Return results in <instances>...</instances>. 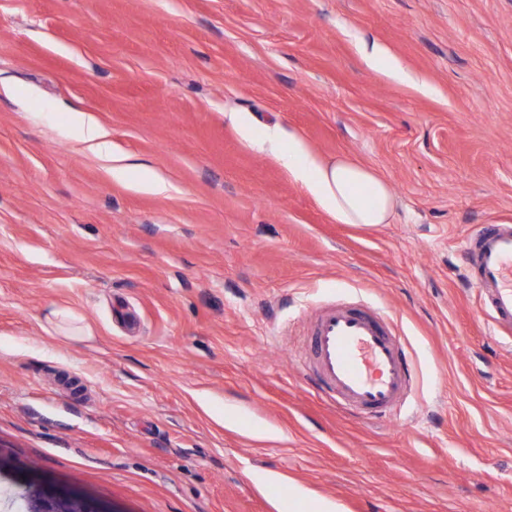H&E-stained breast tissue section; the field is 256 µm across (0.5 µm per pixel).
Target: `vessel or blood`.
I'll list each match as a JSON object with an SVG mask.
<instances>
[{
	"label": "vessel or blood",
	"instance_id": "b4317fda",
	"mask_svg": "<svg viewBox=\"0 0 512 512\" xmlns=\"http://www.w3.org/2000/svg\"><path fill=\"white\" fill-rule=\"evenodd\" d=\"M465 269L491 313L495 335H512V223L488 224L462 246ZM311 368L337 407L377 417L402 406L413 373L390 328L375 313L331 304L310 326Z\"/></svg>",
	"mask_w": 512,
	"mask_h": 512
}]
</instances>
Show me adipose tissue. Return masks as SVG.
<instances>
[{"label":"adipose tissue","mask_w":512,"mask_h":512,"mask_svg":"<svg viewBox=\"0 0 512 512\" xmlns=\"http://www.w3.org/2000/svg\"><path fill=\"white\" fill-rule=\"evenodd\" d=\"M74 125L84 149L95 153L112 170L123 167V159L112 151L107 132L88 115L79 113ZM251 146L284 155L291 176L300 182L319 206L339 224L390 223L396 198L389 183L371 169L348 159L328 161L314 153L297 135L285 136L276 126L267 127Z\"/></svg>","instance_id":"obj_1"}]
</instances>
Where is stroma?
I'll use <instances>...</instances> for the list:
<instances>
[{
  "instance_id": "1",
  "label": "stroma",
  "mask_w": 512,
  "mask_h": 512,
  "mask_svg": "<svg viewBox=\"0 0 512 512\" xmlns=\"http://www.w3.org/2000/svg\"><path fill=\"white\" fill-rule=\"evenodd\" d=\"M245 124L372 168L392 222L336 223ZM502 221L512 0H0V460L106 512H512V339L461 258ZM362 299L418 376L389 420L295 361ZM74 125L78 130V135L84 149L95 153L100 160L109 164L114 170H122L124 165L123 157L112 153V142L107 132L99 125L94 123L88 115L78 113L74 116Z\"/></svg>"
}]
</instances>
